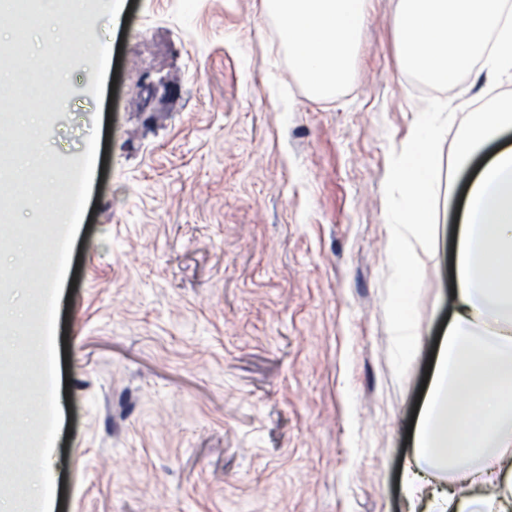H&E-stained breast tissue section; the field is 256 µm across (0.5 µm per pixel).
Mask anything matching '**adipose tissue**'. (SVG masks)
Instances as JSON below:
<instances>
[{
	"mask_svg": "<svg viewBox=\"0 0 512 512\" xmlns=\"http://www.w3.org/2000/svg\"><path fill=\"white\" fill-rule=\"evenodd\" d=\"M369 0H262L280 49L317 96L350 78ZM403 68L445 86L475 70L512 87V0H398ZM512 91L469 112L453 161L471 180L454 250L455 291L405 471L409 512H512ZM446 470L448 488L430 472Z\"/></svg>",
	"mask_w": 512,
	"mask_h": 512,
	"instance_id": "obj_1",
	"label": "adipose tissue"
}]
</instances>
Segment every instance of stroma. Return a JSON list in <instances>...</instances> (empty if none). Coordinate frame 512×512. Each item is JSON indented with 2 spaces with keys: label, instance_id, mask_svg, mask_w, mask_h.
I'll list each match as a JSON object with an SVG mask.
<instances>
[{
  "label": "stroma",
  "instance_id": "stroma-1",
  "mask_svg": "<svg viewBox=\"0 0 512 512\" xmlns=\"http://www.w3.org/2000/svg\"><path fill=\"white\" fill-rule=\"evenodd\" d=\"M397 0H371L349 81L310 93L277 45L261 0H84L83 23L29 29L25 63L58 82L0 181L23 184L10 223L69 238L0 231V470L25 437L53 512H408L407 431L450 312V223L418 251L419 346L403 379L390 362L384 299L390 231L384 183L423 99L457 112L441 146L437 210L460 181V121L499 95L478 74L438 88L406 73L395 50ZM125 16L113 22L115 7ZM79 51H71V43ZM110 43L109 65L93 52ZM94 94H85L86 84ZM56 162L43 167L44 151ZM87 167L85 207L64 192L31 208L30 178ZM42 256L33 268V252ZM63 304L44 324L35 275ZM46 342L39 359L15 336ZM64 400L46 431L39 375Z\"/></svg>",
  "mask_w": 512,
  "mask_h": 512
}]
</instances>
